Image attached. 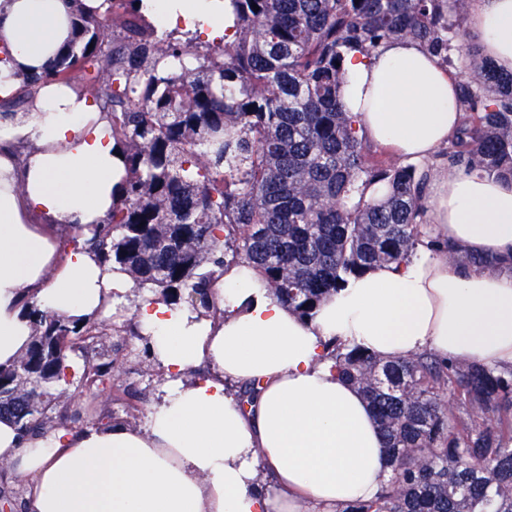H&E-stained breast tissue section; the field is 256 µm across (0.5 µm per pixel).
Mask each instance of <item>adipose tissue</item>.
<instances>
[{
	"instance_id": "1",
	"label": "adipose tissue",
	"mask_w": 512,
	"mask_h": 512,
	"mask_svg": "<svg viewBox=\"0 0 512 512\" xmlns=\"http://www.w3.org/2000/svg\"><path fill=\"white\" fill-rule=\"evenodd\" d=\"M158 26L224 25V0H142ZM65 0H0V96L14 73L42 70L69 34ZM467 35L512 72V0H470ZM343 101L367 141L420 163L462 123L448 71L419 43L351 53ZM0 366L31 341L23 304L80 320L108 315L124 278L87 249L62 250L55 228L86 239L122 199L125 158L95 103L43 89L27 118L0 124ZM428 243L399 266L348 278L309 318L299 317L244 263L211 287L220 317L148 296L138 318L166 369L160 400L140 430L121 424L43 436L0 419V461L29 484L27 512H340L376 497L386 479L382 432L366 399L337 377L326 345L337 339L385 360L429 351L490 367L512 365V180L461 167L430 181ZM492 258L461 267L432 240ZM209 374L188 379L200 365ZM255 385L247 402L226 382Z\"/></svg>"
}]
</instances>
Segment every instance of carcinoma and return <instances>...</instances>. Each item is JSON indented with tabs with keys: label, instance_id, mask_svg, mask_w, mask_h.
<instances>
[{
	"label": "carcinoma",
	"instance_id": "cac0c4a2",
	"mask_svg": "<svg viewBox=\"0 0 512 512\" xmlns=\"http://www.w3.org/2000/svg\"><path fill=\"white\" fill-rule=\"evenodd\" d=\"M72 35L38 76L16 74L35 107L45 85L91 93L122 143L124 198L86 240L98 261L178 304L212 313L217 270L247 263L303 316L351 276L408 260L428 227L424 205L437 161L512 179V73L467 39L468 0H229L224 43L165 36L139 0H68ZM258 9H253V6ZM411 39L458 84V135L422 164L374 156L340 98L347 56ZM459 265L487 261L444 246ZM32 341L0 367V418L25 435L76 420L58 389L68 354L80 382L114 379L101 324L24 300ZM338 375L369 401L389 478L375 499L342 512H512V368L423 352L384 360L333 342ZM469 411L450 416L447 397ZM0 473V505L18 507Z\"/></svg>",
	"mask_w": 512,
	"mask_h": 512
}]
</instances>
